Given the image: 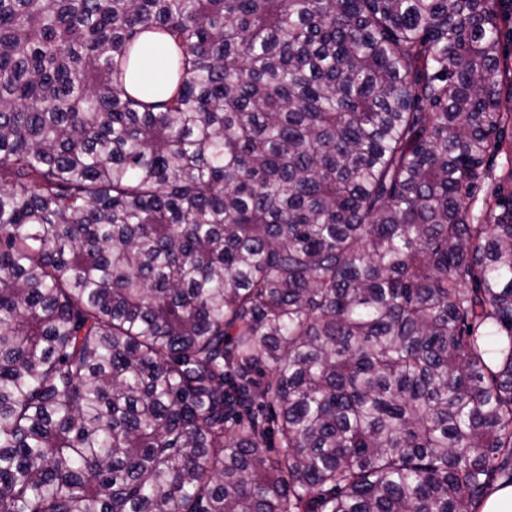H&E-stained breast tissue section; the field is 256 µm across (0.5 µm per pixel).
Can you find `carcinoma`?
<instances>
[{
	"instance_id": "obj_1",
	"label": "carcinoma",
	"mask_w": 512,
	"mask_h": 512,
	"mask_svg": "<svg viewBox=\"0 0 512 512\" xmlns=\"http://www.w3.org/2000/svg\"><path fill=\"white\" fill-rule=\"evenodd\" d=\"M511 19L0 0V512H478L512 485ZM149 34L159 101L129 91Z\"/></svg>"
}]
</instances>
